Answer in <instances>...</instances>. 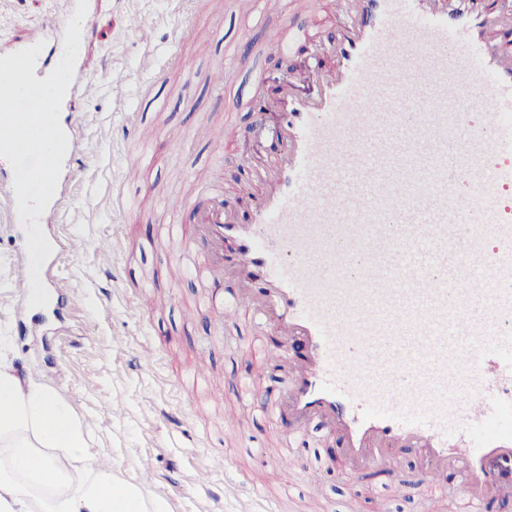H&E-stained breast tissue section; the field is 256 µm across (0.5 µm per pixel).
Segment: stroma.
Masks as SVG:
<instances>
[{"label":"stroma","mask_w":512,"mask_h":512,"mask_svg":"<svg viewBox=\"0 0 512 512\" xmlns=\"http://www.w3.org/2000/svg\"><path fill=\"white\" fill-rule=\"evenodd\" d=\"M303 0H285V15H269L246 26L251 0L231 9L226 0H95V14L80 45L90 78L74 103L85 135V152L61 174L71 185V200L62 224L46 229L50 241L81 240L83 253L59 254L56 274L65 293L52 295L47 307L28 308L15 297L12 281L17 252L25 239L21 225L9 223L0 204V357L12 359L22 372L41 377L68 402L90 434L92 460H109L121 481L136 484L139 462L150 464L156 479L148 490L163 499L168 512H243L255 489H262L275 512H464L457 497L433 495L422 501V461L415 450L402 451L397 470L354 475L338 462L340 448L328 441L320 421H310L293 453L307 462L301 477L273 466L282 453L280 435L287 420H272L288 383L286 371L270 373L252 351L258 342L275 345L273 332L257 336L248 317L216 328L198 312L204 290L185 275L174 254L176 245L159 235L169 220L168 199L189 190L187 174L204 175L218 150L216 144L191 138L203 124L231 128L223 150L224 189L236 198L248 177L280 149L271 129L272 112L256 109L255 98L272 96L268 71L300 70L323 56L342 20L336 0H316L315 12ZM63 0H0V52L34 39L38 21L62 11ZM319 20L317 38L284 55L269 56L262 46L269 31L283 24L308 28ZM155 26L154 51L165 66L160 77L141 74L142 46L134 29ZM188 25L209 40L207 55L183 42L179 61L168 65L169 43L176 26ZM235 61L226 82L236 105L226 109L214 81L225 53ZM125 69L126 87L113 88V69ZM136 115L138 135L152 150V161L140 178L121 183L129 143L119 136L123 113ZM124 225L127 244L112 269L101 268L94 250L110 241L113 225ZM150 282L152 308L131 310L125 291ZM154 345L149 363L136 362L138 342ZM206 356L209 382L181 379L184 365ZM258 376L264 391L246 408L242 428L224 423V406L239 398L242 378ZM212 469L210 493L191 491L200 463ZM244 474L247 486L236 498L220 489L229 475ZM308 480L324 486L321 502L305 496Z\"/></svg>","instance_id":"35a3bbf8"}]
</instances>
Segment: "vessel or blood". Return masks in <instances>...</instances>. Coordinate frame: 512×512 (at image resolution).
Listing matches in <instances>:
<instances>
[{
    "mask_svg": "<svg viewBox=\"0 0 512 512\" xmlns=\"http://www.w3.org/2000/svg\"><path fill=\"white\" fill-rule=\"evenodd\" d=\"M479 5L338 0L330 61L293 77L317 96L286 85L270 104L282 149L242 223L214 169L196 181L211 200L198 224L160 229L196 279H237L203 299L215 324L243 312L279 336L261 356L288 372L271 410L295 419L285 445L318 417L351 471L394 470L395 449H415L427 486L453 473L466 512L512 495L486 464L512 460V15ZM75 7L40 22L53 59ZM137 36L141 71L160 75L151 27ZM307 36L273 31L265 49ZM68 200L58 185L41 225Z\"/></svg>",
    "mask_w": 512,
    "mask_h": 512,
    "instance_id": "1",
    "label": "vessel or blood"
}]
</instances>
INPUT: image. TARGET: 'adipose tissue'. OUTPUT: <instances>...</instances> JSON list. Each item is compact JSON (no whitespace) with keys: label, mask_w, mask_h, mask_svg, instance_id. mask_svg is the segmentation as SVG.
<instances>
[{"label":"adipose tissue","mask_w":512,"mask_h":512,"mask_svg":"<svg viewBox=\"0 0 512 512\" xmlns=\"http://www.w3.org/2000/svg\"><path fill=\"white\" fill-rule=\"evenodd\" d=\"M73 408L0 360V512H168L144 486L94 468Z\"/></svg>","instance_id":"1"}]
</instances>
